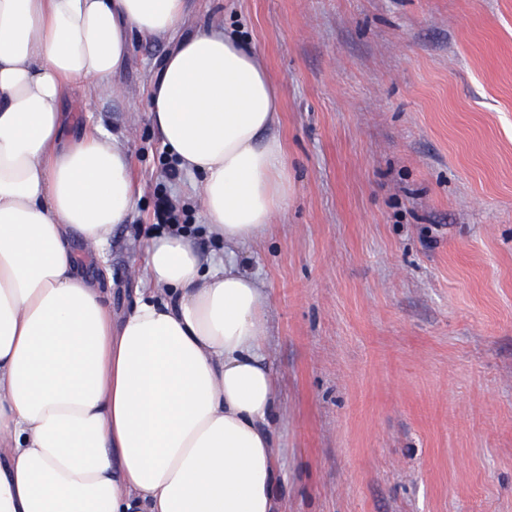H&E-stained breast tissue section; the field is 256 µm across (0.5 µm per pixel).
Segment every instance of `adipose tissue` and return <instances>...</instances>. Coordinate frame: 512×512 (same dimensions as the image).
Returning <instances> with one entry per match:
<instances>
[{
	"instance_id": "adipose-tissue-1",
	"label": "adipose tissue",
	"mask_w": 512,
	"mask_h": 512,
	"mask_svg": "<svg viewBox=\"0 0 512 512\" xmlns=\"http://www.w3.org/2000/svg\"><path fill=\"white\" fill-rule=\"evenodd\" d=\"M185 13L186 0H0V512H283L267 297L231 259L288 199L270 134L280 90L258 53L204 24L148 92L224 261L156 233L117 319L68 239L105 246L138 192L120 137L68 134L67 85L111 93L133 37L168 36Z\"/></svg>"
}]
</instances>
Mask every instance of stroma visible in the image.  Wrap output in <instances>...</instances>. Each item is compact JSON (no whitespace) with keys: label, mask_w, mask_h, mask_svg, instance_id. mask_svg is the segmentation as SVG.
Listing matches in <instances>:
<instances>
[{"label":"stroma","mask_w":512,"mask_h":512,"mask_svg":"<svg viewBox=\"0 0 512 512\" xmlns=\"http://www.w3.org/2000/svg\"><path fill=\"white\" fill-rule=\"evenodd\" d=\"M209 20L282 91L288 203L238 261L267 292L285 512H512V0H188L112 96L72 88L74 129L123 135L141 189L105 259L74 244L117 316L160 199L224 250L147 112Z\"/></svg>","instance_id":"35a3bbf8"}]
</instances>
